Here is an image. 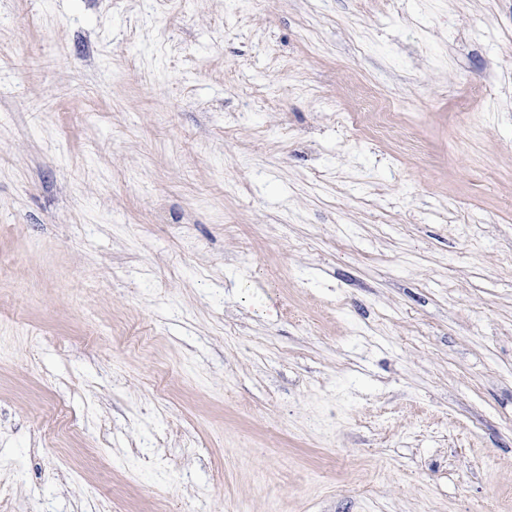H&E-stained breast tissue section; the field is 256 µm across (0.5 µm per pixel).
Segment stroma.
I'll use <instances>...</instances> for the list:
<instances>
[{"label": "stroma", "instance_id": "obj_1", "mask_svg": "<svg viewBox=\"0 0 512 512\" xmlns=\"http://www.w3.org/2000/svg\"><path fill=\"white\" fill-rule=\"evenodd\" d=\"M0 512H512V0H0Z\"/></svg>", "mask_w": 512, "mask_h": 512}]
</instances>
